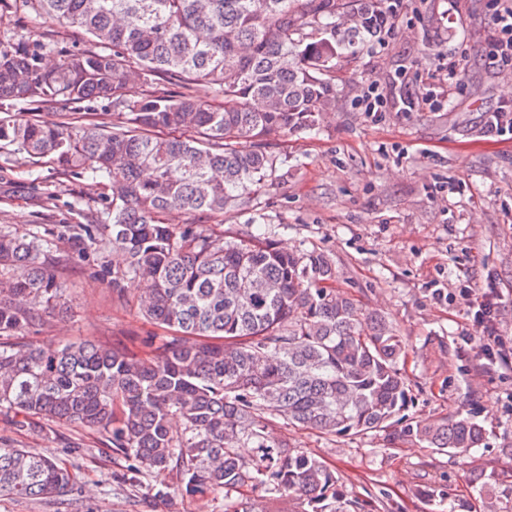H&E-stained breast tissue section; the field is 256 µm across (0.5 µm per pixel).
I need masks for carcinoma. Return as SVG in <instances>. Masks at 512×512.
<instances>
[{"label":"carcinoma","mask_w":512,"mask_h":512,"mask_svg":"<svg viewBox=\"0 0 512 512\" xmlns=\"http://www.w3.org/2000/svg\"><path fill=\"white\" fill-rule=\"evenodd\" d=\"M355 2L363 24L338 40L324 36L336 0H22L83 30L90 47L45 70L38 49L0 41V149L106 181L100 223L65 224L59 239L83 255L120 253L112 292L149 280L139 312L170 335L150 359L113 345L15 342L64 314L68 295L41 225L1 224L0 412L101 434L126 472L172 475L156 496L222 493L224 512H282L280 500L295 512H365L315 454L274 434L278 419L334 437L391 429L459 454L483 444L468 415L403 422V339L336 292L326 253L165 222L252 206L286 163L273 141L316 129L336 102V59L377 33L379 0ZM82 103L112 109V120L24 115ZM242 140L254 149L238 150ZM71 481L54 457L0 444V495L48 499ZM256 488L269 507L244 496Z\"/></svg>","instance_id":"1"}]
</instances>
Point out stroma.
Segmentation results:
<instances>
[{
    "label": "stroma",
    "instance_id": "stroma-1",
    "mask_svg": "<svg viewBox=\"0 0 512 512\" xmlns=\"http://www.w3.org/2000/svg\"><path fill=\"white\" fill-rule=\"evenodd\" d=\"M492 0H405L386 46L368 39L342 58L335 105L318 130L286 136L277 149L283 170L252 210L212 216L226 235L250 232L253 213L268 218L284 248L317 249L336 266V288L367 311L389 317L406 342L404 370L413 402L405 412L428 423L462 413L486 430L467 454L424 448L376 433L325 436L279 423L278 435L311 451L335 472L368 512H482L479 481L496 478L495 512H512V138L487 132L486 112L512 103V68H489ZM54 39L42 53L54 65L62 49H81L80 29L22 9H0V40L35 44ZM456 72L457 94L447 82ZM388 101L427 92L434 106L414 112L361 111L368 85ZM67 182L61 207L48 211L41 189ZM102 179L63 180L48 160L34 161L0 180V224L23 231L40 224L56 238L59 223L88 224L104 206ZM78 196L90 212H67ZM56 268L71 311L30 332L27 342L62 340L121 343L145 355L144 340L164 335L143 320L135 280L115 296L98 275L100 262L58 244ZM498 295L497 333L505 357L481 355L484 332L470 315L487 289ZM0 442L59 458L74 482L57 499L0 497V512H135L134 501L163 488L168 475L148 474L139 485L113 482L124 462L105 436L68 424L39 432L0 415ZM432 493L431 500L420 490Z\"/></svg>",
    "mask_w": 512,
    "mask_h": 512
}]
</instances>
